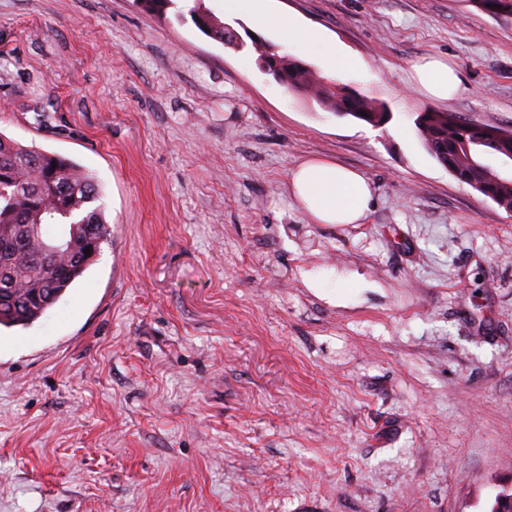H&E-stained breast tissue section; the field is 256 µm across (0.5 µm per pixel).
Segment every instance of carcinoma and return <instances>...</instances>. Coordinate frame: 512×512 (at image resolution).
Returning a JSON list of instances; mask_svg holds the SVG:
<instances>
[{"instance_id": "cac0c4a2", "label": "carcinoma", "mask_w": 512, "mask_h": 512, "mask_svg": "<svg viewBox=\"0 0 512 512\" xmlns=\"http://www.w3.org/2000/svg\"><path fill=\"white\" fill-rule=\"evenodd\" d=\"M481 11L491 7L512 16V0H471ZM194 24L209 38L224 42L232 30L201 10L188 8ZM328 81L304 66L286 88L308 94L325 108L373 126L388 120L382 105L365 98L350 99L327 87ZM439 112L426 111L417 132L441 164L468 172L478 183L484 158L509 159V145L500 149L472 140L466 123L441 122ZM100 188L94 178L68 158L29 149L0 134V225L9 224L10 238L0 246V326H28L46 314L83 276L110 237L109 224L96 205ZM486 198L512 211V179L496 182ZM55 232L48 233L49 228ZM91 249L85 254V249Z\"/></svg>"}]
</instances>
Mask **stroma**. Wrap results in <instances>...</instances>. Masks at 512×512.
Here are the masks:
<instances>
[{
    "label": "stroma",
    "mask_w": 512,
    "mask_h": 512,
    "mask_svg": "<svg viewBox=\"0 0 512 512\" xmlns=\"http://www.w3.org/2000/svg\"><path fill=\"white\" fill-rule=\"evenodd\" d=\"M343 74L228 0L230 47L135 0H0V134L103 188L112 236L39 320L0 330V512H490L512 491V211L426 150L437 104L512 129V17L472 0H270ZM383 105L284 88L253 38ZM374 188L314 223L290 172ZM416 89L432 102H448L462 89L463 80L451 65L435 56H425L411 64ZM328 82L320 76H316L304 65L284 86L287 89L311 95L325 108L340 115H350L373 126H381L386 123L388 112H385L382 105L365 98L350 99L338 92L339 86L337 85L336 92L328 89ZM361 111H365L366 116H362ZM288 192L314 223L360 224L374 190L358 170L328 158H312L291 171Z\"/></svg>",
    "instance_id": "1"
}]
</instances>
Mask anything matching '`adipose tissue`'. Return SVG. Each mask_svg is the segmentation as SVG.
Segmentation results:
<instances>
[{"instance_id": "1", "label": "adipose tissue", "mask_w": 512, "mask_h": 512, "mask_svg": "<svg viewBox=\"0 0 512 512\" xmlns=\"http://www.w3.org/2000/svg\"><path fill=\"white\" fill-rule=\"evenodd\" d=\"M236 8L248 14L258 26L278 30L304 53L325 52L330 64L345 71L357 66L356 60L339 48H325L316 31L303 27L293 17L272 12L268 0H236ZM411 70L417 90L430 101L446 102L462 89L459 72L438 57L419 58L412 63ZM288 192L317 224L362 223L373 199V186L362 173L328 158L299 163L288 178Z\"/></svg>"}]
</instances>
